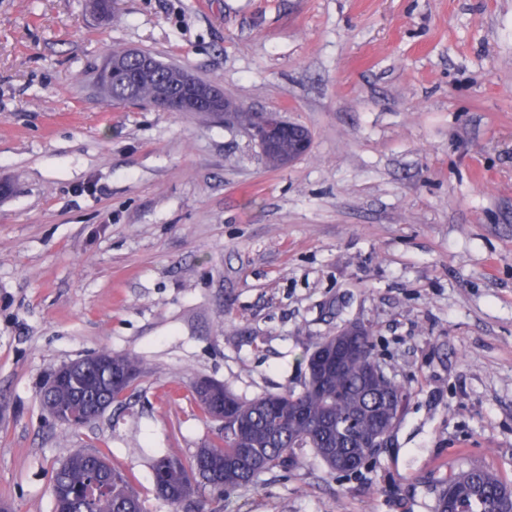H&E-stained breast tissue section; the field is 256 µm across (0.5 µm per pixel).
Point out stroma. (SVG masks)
<instances>
[{"label":"stroma","instance_id":"stroma-1","mask_svg":"<svg viewBox=\"0 0 512 512\" xmlns=\"http://www.w3.org/2000/svg\"><path fill=\"white\" fill-rule=\"evenodd\" d=\"M181 66L306 127L274 168L214 112L94 92L114 51ZM0 503L52 512L101 450L145 512H435L449 476L512 484V0H0ZM358 323L409 393L359 472L303 450L261 485L158 497L152 463L220 442L189 385L301 389ZM135 356L130 400L77 428L47 373Z\"/></svg>","mask_w":512,"mask_h":512}]
</instances>
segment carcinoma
I'll return each mask as SVG.
<instances>
[{
  "mask_svg": "<svg viewBox=\"0 0 512 512\" xmlns=\"http://www.w3.org/2000/svg\"><path fill=\"white\" fill-rule=\"evenodd\" d=\"M137 62L129 51L108 54L96 67L101 84L99 91L115 102L152 103L157 83L173 89L181 87L186 69L161 64L159 81H144L135 87L133 99L126 96L123 71H132ZM275 166L284 165L299 156L296 145L286 139L273 145H262ZM111 364L120 372L140 375L138 360L129 354H108ZM383 369L374 353L370 331L357 339L355 354L348 357L343 370L332 373L321 383L307 376L299 391L284 390L247 400L223 390L228 401L224 408V439L197 450L192 461L185 463L168 453L154 461L153 481L157 494L178 507L187 493L181 490L182 477L190 474L194 481L229 493L240 487L257 484L261 476L275 469H288L296 463L298 452L310 448L331 471H336V456L354 460L364 449L349 438H340L339 430L365 434H384L387 422L397 408L396 400L407 398L402 385L389 379L385 390L366 384L369 373ZM134 380L126 384H110L103 379H80L75 384L56 388L47 397L67 404L83 397H95L111 404L132 396ZM191 392L207 418H214L220 408L218 397L204 380L191 384ZM108 461L105 453L76 452L56 471L53 488L67 492L54 498L53 512H143L142 503L129 486L126 476L117 470L107 472L98 463ZM454 487L463 498L466 512H494L498 494L508 489L497 474L473 466L448 478L442 487L437 512H444L443 500L448 487Z\"/></svg>",
  "mask_w": 512,
  "mask_h": 512,
  "instance_id": "obj_1",
  "label": "carcinoma"
}]
</instances>
